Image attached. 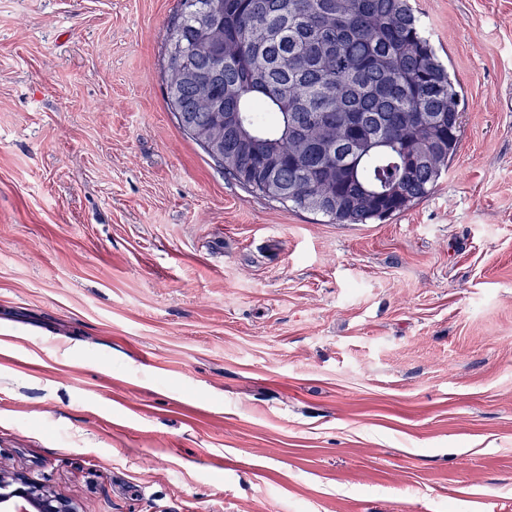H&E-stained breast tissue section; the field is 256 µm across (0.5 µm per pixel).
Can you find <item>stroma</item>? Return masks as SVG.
<instances>
[{
  "label": "stroma",
  "instance_id": "stroma-1",
  "mask_svg": "<svg viewBox=\"0 0 512 512\" xmlns=\"http://www.w3.org/2000/svg\"><path fill=\"white\" fill-rule=\"evenodd\" d=\"M378 224L248 193L164 96L177 0H0V464L78 512H512V0Z\"/></svg>",
  "mask_w": 512,
  "mask_h": 512
}]
</instances>
